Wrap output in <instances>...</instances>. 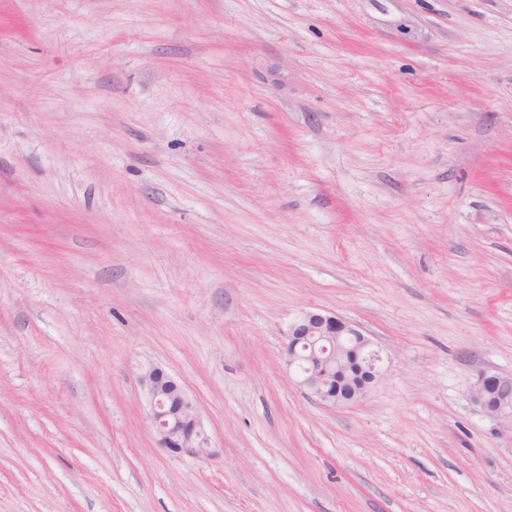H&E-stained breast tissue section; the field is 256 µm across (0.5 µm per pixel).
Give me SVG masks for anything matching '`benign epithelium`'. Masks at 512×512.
Listing matches in <instances>:
<instances>
[{
    "instance_id": "obj_1",
    "label": "benign epithelium",
    "mask_w": 512,
    "mask_h": 512,
    "mask_svg": "<svg viewBox=\"0 0 512 512\" xmlns=\"http://www.w3.org/2000/svg\"><path fill=\"white\" fill-rule=\"evenodd\" d=\"M345 341L363 353L368 386H374L383 376L382 359L370 338L345 319L332 313L305 311L291 323L286 336L287 365L294 370L298 386L332 406L360 400L354 393L342 395L340 378L327 374L330 359L339 354ZM488 377L486 372L478 373L473 399L512 430V403L490 405L485 391ZM137 380L158 447L177 457L211 456L210 439L198 408L176 377L162 365L149 362L139 366Z\"/></svg>"
}]
</instances>
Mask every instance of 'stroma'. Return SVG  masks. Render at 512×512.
<instances>
[{
    "mask_svg": "<svg viewBox=\"0 0 512 512\" xmlns=\"http://www.w3.org/2000/svg\"><path fill=\"white\" fill-rule=\"evenodd\" d=\"M382 352L295 385L308 310ZM214 456L158 448L136 367ZM512 0H0V512H512ZM344 341L352 343L357 351L364 354L362 359L369 374L368 388H372L383 376L382 359L373 349L370 338L345 319L332 313L305 311L291 323L286 336L287 365L294 370L298 386L322 403L332 406L346 405L362 397L354 392L346 393L347 397H344L338 371L336 378L327 374L330 359L335 354L337 359ZM353 345L345 346L339 371L342 370L345 377L359 387L366 373H361L360 357ZM504 384L511 382V376H502L495 374H488L486 372H479L477 379L473 384L472 396L476 403L482 406L486 411L490 412L494 418L500 421L503 425H507L512 430V405L510 401L499 402L497 406H492L486 395L485 386L487 385L488 396L492 401H496L499 396L497 391L496 380L493 377ZM490 377V378H488ZM488 378V379H487ZM487 380V381H486Z\"/></svg>",
    "mask_w": 512,
    "mask_h": 512,
    "instance_id": "obj_1",
    "label": "stroma"
}]
</instances>
